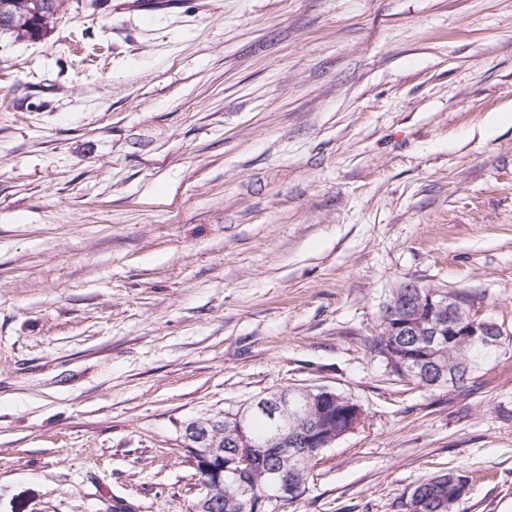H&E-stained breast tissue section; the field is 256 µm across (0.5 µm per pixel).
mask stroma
I'll return each instance as SVG.
<instances>
[{
    "label": "stroma",
    "mask_w": 512,
    "mask_h": 512,
    "mask_svg": "<svg viewBox=\"0 0 512 512\" xmlns=\"http://www.w3.org/2000/svg\"><path fill=\"white\" fill-rule=\"evenodd\" d=\"M512 334V0H67L0 38V512H192L183 436L324 386L361 425L286 512H512V349L427 390L404 282ZM429 349H424L419 355L408 352L400 354H390L388 372L398 380L403 382H412L414 379V371L419 369L423 362L427 360L423 352H428ZM454 474L457 473L436 475L417 484L408 495L412 509L406 512H455L458 504L454 503L455 498L459 502L467 495L469 483L466 478Z\"/></svg>",
    "instance_id": "1"
}]
</instances>
